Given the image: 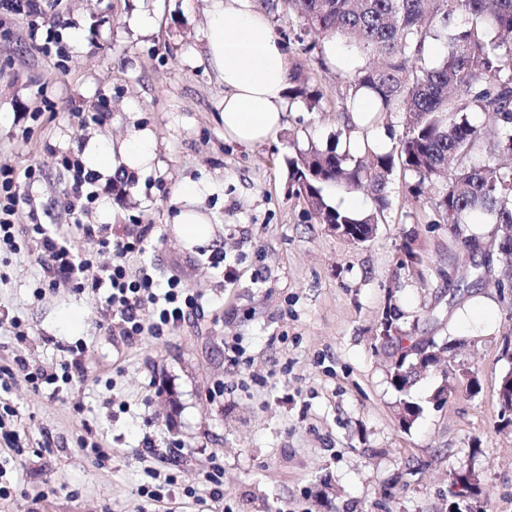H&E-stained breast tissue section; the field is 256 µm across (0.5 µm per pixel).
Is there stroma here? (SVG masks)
Masks as SVG:
<instances>
[{"instance_id": "35a3bbf8", "label": "stroma", "mask_w": 512, "mask_h": 512, "mask_svg": "<svg viewBox=\"0 0 512 512\" xmlns=\"http://www.w3.org/2000/svg\"><path fill=\"white\" fill-rule=\"evenodd\" d=\"M34 14L0 8V167H34L16 193L22 213L66 227L76 252L97 254V238L70 226V174L61 155L82 156L89 141L118 142L147 127L157 159L127 186L97 184L85 223L122 235L150 224L147 251L131 270L153 265L159 280L178 276L206 298L204 314L170 336L125 344L101 323L103 298L72 283L34 291L45 259L33 241L0 251V366L24 357L57 371L69 346L83 343L87 374L73 387L33 389L22 373L9 380L16 416L5 419L20 455L0 483V512H154L140 492L150 479L173 476L172 493L195 489V512H212L202 473L224 468V512H448L450 479L475 475L473 512H512V419L503 417V353L512 340V298L496 281L505 270L496 225L475 222L480 249H462L447 224L434 223L429 186L419 198L411 175L395 172L388 205L373 237L356 243L318 223L294 193L288 160L297 151L335 147L345 131V79L323 63L321 34L282 9H267L299 82L318 91L309 107L287 95L283 128L243 147L224 137L218 102L224 85L204 55L207 0H38ZM53 29L42 51L31 30ZM102 121H92L96 110ZM207 181L200 206L212 243L185 249L172 219L175 188ZM429 259L421 273H402L404 244ZM239 273L225 284L210 256ZM485 262V274L474 265ZM456 270L449 288L445 271ZM496 303L494 330L484 334L459 311L476 296ZM405 328L447 345L449 377L421 374L395 390L393 348L380 337L388 305ZM19 318L26 333L17 341ZM481 367V387L465 389V371ZM223 382L224 394L210 390ZM452 394L434 396L442 385ZM422 411L401 421V402ZM103 438L105 465L79 450L85 428Z\"/></svg>"}]
</instances>
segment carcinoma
I'll list each match as a JSON object with an SVG mask.
<instances>
[{"label": "carcinoma", "mask_w": 512, "mask_h": 512, "mask_svg": "<svg viewBox=\"0 0 512 512\" xmlns=\"http://www.w3.org/2000/svg\"><path fill=\"white\" fill-rule=\"evenodd\" d=\"M288 14L308 28L343 39L370 62L345 72L348 94L342 111L355 109L357 95L368 91L377 112H402L403 137L389 151L355 161L347 152L315 146L288 160L290 177L322 224L359 229L377 224L387 206L385 190L398 167L434 182V214L459 226L473 217L512 226V165L495 157L512 153V0H282ZM441 45L430 59L433 43ZM481 114L494 128L489 159L474 162L484 144ZM365 188L373 208L362 215L330 205L324 188ZM428 258L411 245L403 248L400 268L418 272ZM389 307L384 323L401 355L391 365L398 391L409 384L415 363L407 362L404 342L412 339Z\"/></svg>", "instance_id": "1"}]
</instances>
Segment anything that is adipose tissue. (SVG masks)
Instances as JSON below:
<instances>
[{
	"label": "adipose tissue",
	"mask_w": 512,
	"mask_h": 512,
	"mask_svg": "<svg viewBox=\"0 0 512 512\" xmlns=\"http://www.w3.org/2000/svg\"><path fill=\"white\" fill-rule=\"evenodd\" d=\"M206 56L224 83L219 102L224 136L249 147L273 137L282 127L290 65L266 15L254 0H208ZM150 129L132 132L117 147L92 142L86 148L89 166L112 172L114 159L132 170L151 169L156 155ZM212 188L204 182H184L175 191L180 207L173 218L175 232L186 247L211 241L208 214L198 205Z\"/></svg>",
	"instance_id": "obj_1"
}]
</instances>
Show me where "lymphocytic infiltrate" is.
<instances>
[{
	"instance_id": "obj_1",
	"label": "lymphocytic infiltrate",
	"mask_w": 512,
	"mask_h": 512,
	"mask_svg": "<svg viewBox=\"0 0 512 512\" xmlns=\"http://www.w3.org/2000/svg\"><path fill=\"white\" fill-rule=\"evenodd\" d=\"M66 166L73 180L68 214L75 228L85 236L99 238L104 252L111 255L110 261L74 256L62 229L53 230L38 223L19 224V200L13 191L19 174L11 168H0V247L16 249L23 232L35 234L47 259L44 287H57L62 277H76L77 291L94 298L105 296L109 311L107 327L113 335L128 342L143 335L162 338L202 311L201 296L187 288L181 278L173 275L166 282H158L150 267L145 265L138 272H130L127 258L145 252L153 233L152 225L138 224L125 235L113 238L108 234L107 225L83 223L87 203L96 199L97 176L87 171L77 158L67 160ZM69 353V359L64 360L57 373L30 368L21 358L16 359L15 364L32 388L58 382L70 386L82 381L86 370L81 360L82 346L71 347Z\"/></svg>"
}]
</instances>
